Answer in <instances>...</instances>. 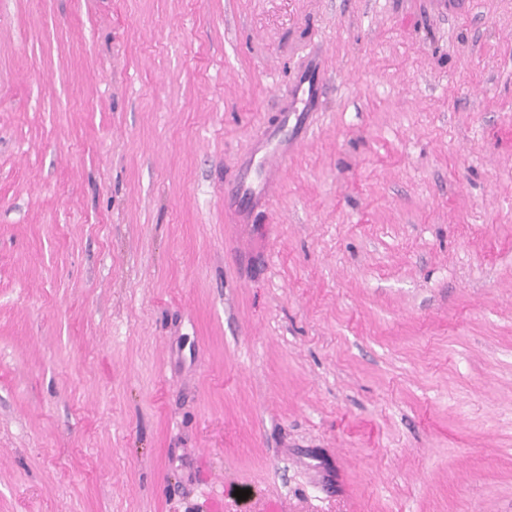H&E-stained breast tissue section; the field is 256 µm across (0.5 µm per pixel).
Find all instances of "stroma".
Listing matches in <instances>:
<instances>
[{"mask_svg":"<svg viewBox=\"0 0 512 512\" xmlns=\"http://www.w3.org/2000/svg\"><path fill=\"white\" fill-rule=\"evenodd\" d=\"M0 512H512V0H0Z\"/></svg>","mask_w":512,"mask_h":512,"instance_id":"1","label":"stroma"}]
</instances>
